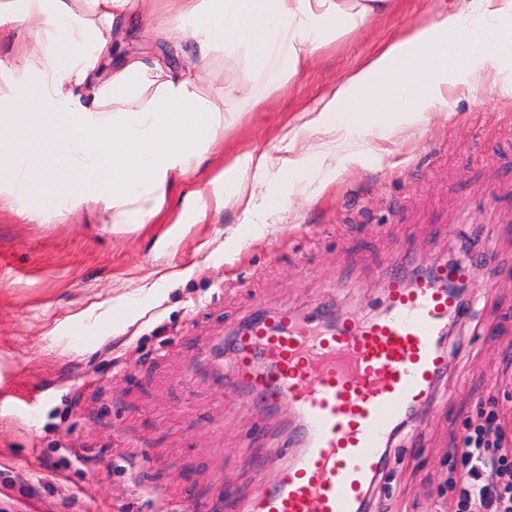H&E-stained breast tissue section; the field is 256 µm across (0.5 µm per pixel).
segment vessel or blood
I'll return each instance as SVG.
<instances>
[{"label": "vessel or blood", "instance_id": "b4317fda", "mask_svg": "<svg viewBox=\"0 0 512 512\" xmlns=\"http://www.w3.org/2000/svg\"><path fill=\"white\" fill-rule=\"evenodd\" d=\"M470 277L461 262L427 273L398 264L371 318L282 308L238 329L214 369L230 371L246 401L288 400L294 424L277 481L236 512H365L395 433L452 368L444 338L460 310L455 286Z\"/></svg>", "mask_w": 512, "mask_h": 512}]
</instances>
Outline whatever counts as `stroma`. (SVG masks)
<instances>
[{
  "mask_svg": "<svg viewBox=\"0 0 512 512\" xmlns=\"http://www.w3.org/2000/svg\"><path fill=\"white\" fill-rule=\"evenodd\" d=\"M449 3L395 0L287 80L212 56L199 87L224 114L225 164L283 156V133L326 89ZM133 24L110 68L126 54L197 61L193 44L171 45L151 18ZM498 70L487 64L475 88H449L447 109L388 141H297L295 153L326 163L262 232L232 197L202 222L184 217L182 197L210 194L213 169L179 182L162 223L134 233L113 231L94 203L44 224L0 210V485L10 487L0 512H192L200 499L222 512V491L251 498L279 472L290 411L263 418L228 398L214 352L256 309L324 301L363 319L379 311L396 259L468 257L471 308L452 333L462 351L435 403L394 439L377 487L383 512H448L470 422L496 411L512 442V94L495 89ZM50 467L59 477L46 486Z\"/></svg>",
  "mask_w": 512,
  "mask_h": 512,
  "instance_id": "obj_1",
  "label": "stroma"
}]
</instances>
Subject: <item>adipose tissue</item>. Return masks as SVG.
Wrapping results in <instances>:
<instances>
[{
    "instance_id": "ef3b65f1",
    "label": "adipose tissue",
    "mask_w": 512,
    "mask_h": 512,
    "mask_svg": "<svg viewBox=\"0 0 512 512\" xmlns=\"http://www.w3.org/2000/svg\"><path fill=\"white\" fill-rule=\"evenodd\" d=\"M0 0V26L37 21L41 66L0 68V131L13 133L0 162V209L43 223L92 202L128 230L158 223L174 185L216 161L224 121L200 94L197 69L164 59L125 58L110 75L115 22L132 12L157 16L166 38L189 42L201 60L221 53L256 71L295 75L308 54L342 31L363 26L391 0ZM505 64L499 85L512 92V0H468L437 21L384 45L362 68L322 95L304 123L284 135L341 130L388 140L446 106L449 85H470L487 63ZM37 91L41 108L27 103ZM307 156L250 154L224 167L225 189L246 178L262 195L241 198L264 217L282 192L304 194L292 179Z\"/></svg>"
}]
</instances>
